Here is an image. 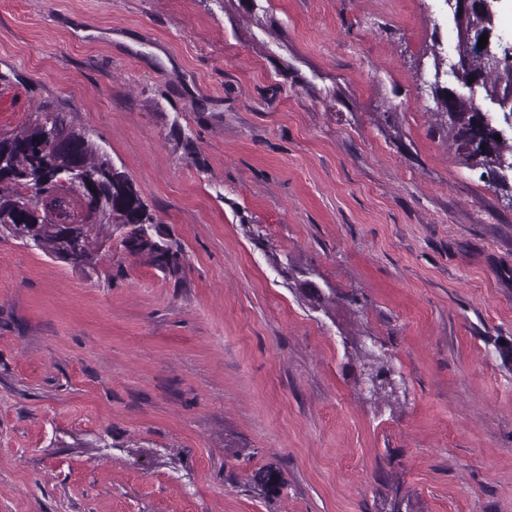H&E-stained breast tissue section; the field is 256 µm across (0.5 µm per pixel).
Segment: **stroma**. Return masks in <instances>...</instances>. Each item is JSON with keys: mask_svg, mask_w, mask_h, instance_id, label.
<instances>
[{"mask_svg": "<svg viewBox=\"0 0 512 512\" xmlns=\"http://www.w3.org/2000/svg\"><path fill=\"white\" fill-rule=\"evenodd\" d=\"M256 3L0 0V133L67 102L183 251L0 237V512H512V174L420 89L450 6ZM249 479L250 488L253 491H260L261 488L264 491L277 490L283 485L279 471L272 466L258 469L251 474Z\"/></svg>", "mask_w": 512, "mask_h": 512, "instance_id": "1", "label": "stroma"}]
</instances>
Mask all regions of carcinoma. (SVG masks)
Listing matches in <instances>:
<instances>
[{
	"mask_svg": "<svg viewBox=\"0 0 512 512\" xmlns=\"http://www.w3.org/2000/svg\"><path fill=\"white\" fill-rule=\"evenodd\" d=\"M458 69L453 80L466 87L473 73L484 72L477 95L502 107L512 90V63L509 55L494 66L486 63L473 40L485 25L477 13L453 7ZM473 98L455 101L456 111L435 113L438 129L455 145L466 164L495 171L502 159L512 161V143L494 142L483 150L470 146L474 137ZM55 130L68 148L48 145V132ZM91 179L92 190L57 198L58 180L68 178L77 166ZM53 197L49 204L30 206V194ZM157 219L142 201L133 181L112 164L102 139L77 122L74 110L63 102H45L33 121L11 134H0V232L21 241L33 250L47 252L72 266L89 265L102 246L120 237V245L131 255L148 258L168 271L180 273L181 249L156 233ZM78 244V262L69 261L68 245ZM283 485L279 471L271 466L250 476L254 491L276 490Z\"/></svg>",
	"mask_w": 512,
	"mask_h": 512,
	"instance_id": "obj_1",
	"label": "carcinoma"
}]
</instances>
